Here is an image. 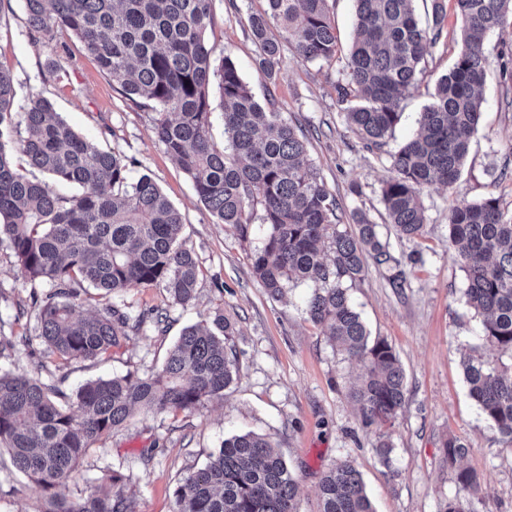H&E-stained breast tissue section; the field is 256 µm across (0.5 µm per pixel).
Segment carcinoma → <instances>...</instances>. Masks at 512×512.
Returning <instances> with one entry per match:
<instances>
[{
  "instance_id": "1",
  "label": "carcinoma",
  "mask_w": 512,
  "mask_h": 512,
  "mask_svg": "<svg viewBox=\"0 0 512 512\" xmlns=\"http://www.w3.org/2000/svg\"><path fill=\"white\" fill-rule=\"evenodd\" d=\"M27 21L44 40L60 30L79 38L112 82L129 97L155 104L153 130L191 178L218 224L245 238L261 206L268 227L252 268L270 297L311 286L306 314L329 330L336 348L359 363L350 395L366 425H394L404 405L401 362L370 333L350 300L368 260L391 261L388 244L363 213L344 222L336 198L308 157L303 132L281 112L273 92L260 103L235 62L216 56L204 38L215 0H23ZM248 26L256 62L272 81L282 43L280 25L307 62L336 59L338 42L329 0H266ZM357 36L345 83L336 85L347 120L369 147L380 148L401 119V102L417 88L421 64L442 35L445 0H431L433 26L415 16L412 0H354ZM462 48L438 80L419 118V133L392 155L396 176L382 201L388 223L407 237L424 226L420 191L452 186L469 153L481 116L484 36L512 35V0H454ZM0 53V245L11 250L35 291L50 287L39 310L45 353L61 364L112 355L128 333L163 313L132 317L100 301L131 288H162L174 304L194 298L198 266L181 242L179 211L147 174L129 177L121 157L83 138L38 95L17 101L12 71ZM218 80L224 147L210 132V88ZM25 158V165L16 162ZM47 175L28 176L27 168ZM78 194L66 197L56 185ZM448 241L466 273L468 305L483 317V340L495 357L469 355L463 373L481 414L512 442V215L498 199L460 201L448 213ZM233 328L218 313L211 325L186 327L162 367L97 379L74 395L28 375L0 372V451L46 495L41 512H137L116 490L114 472L80 497L69 495L78 466L93 446L136 410L184 412L224 396L237 373L228 345ZM66 397L65 403L56 397ZM462 490L479 491L477 473L459 466L467 445L443 443ZM298 484L267 435L224 440L209 463L188 474L175 492L174 512H299ZM320 512H375L361 473L333 463L320 487Z\"/></svg>"
}]
</instances>
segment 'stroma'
<instances>
[{
	"label": "stroma",
	"mask_w": 512,
	"mask_h": 512,
	"mask_svg": "<svg viewBox=\"0 0 512 512\" xmlns=\"http://www.w3.org/2000/svg\"><path fill=\"white\" fill-rule=\"evenodd\" d=\"M264 6V0H215L205 38L216 53L236 62L256 98L274 89L280 111L302 126L309 157L344 215L365 212L389 243L392 263H368L350 296L371 335L394 347L405 372V404L391 429L390 463H382L376 450L377 427L363 425L350 396L354 361L305 312L308 286L276 300L255 278L252 255L266 225L254 222L243 238L232 225L216 223L190 177L157 141L152 102L129 99L70 33L50 43L35 40L23 0H0V50L19 98H48L77 133L124 157L132 177L149 175L183 216L182 237L199 276L195 298L184 307L160 288H133L114 298L130 315L158 307L167 317L160 326L130 334L105 360L63 365L46 357L25 274L0 246V336L29 340L0 351V370L38 377L68 394L98 378L130 372L142 377L161 366L183 328L221 311L234 326L230 344L239 354L238 372L223 398L175 415L136 411L83 460L72 496L88 493L116 471L137 512H173L182 479L204 467L225 438L250 431L270 436L283 452L298 481L300 512H319L322 475L340 460L361 472L375 512H438L441 503L461 494L442 448L454 436L469 447L464 466L480 478L479 512H512V443L485 420L461 367L470 349L485 354L489 348L481 339V318L466 302L461 263L448 248V211L456 201L492 196L512 213V72L502 68L512 58V36H486L482 114L462 174L452 187L422 189L424 228L407 239L386 220L382 187L395 174L391 153L416 134L420 112L460 49L456 14L448 13L417 89L403 101L393 138L370 150L336 99L344 58L306 62L287 43L277 83L258 67L247 17ZM43 505L41 490L1 454L0 512H40Z\"/></svg>",
	"instance_id": "1"
}]
</instances>
